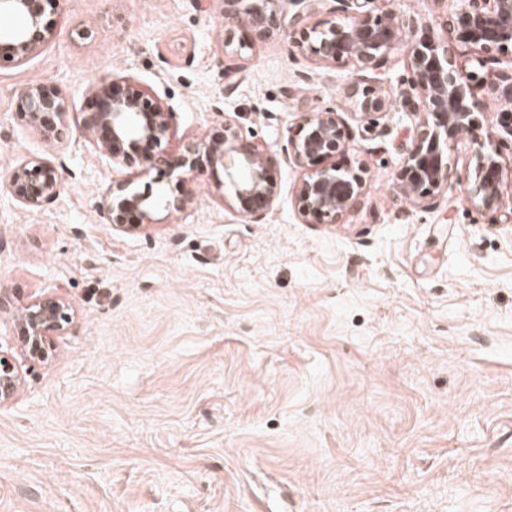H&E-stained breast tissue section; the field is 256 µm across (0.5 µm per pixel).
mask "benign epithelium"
Wrapping results in <instances>:
<instances>
[{"label": "benign epithelium", "instance_id": "1", "mask_svg": "<svg viewBox=\"0 0 512 512\" xmlns=\"http://www.w3.org/2000/svg\"><path fill=\"white\" fill-rule=\"evenodd\" d=\"M323 0H223L227 37L245 30L269 38L288 29V49L323 66L345 62L353 66L349 95L365 120L398 107L419 116L405 159L396 177L394 199L403 206L431 210L443 191L453 187L454 170L448 147L462 137L475 145L473 173L460 185L471 206L512 223V208L503 197V162L485 141L492 132L482 126L476 111L492 101L504 107L498 123L512 135V58L498 55L512 49V0H449L442 32L422 44L413 42L415 20H396L376 14V0H331L337 20L309 22ZM45 0H0V15L18 16L23 24L0 32V63L26 64L48 40L43 23ZM465 46L490 65L482 80L463 72L457 49ZM407 48L408 76L392 93L377 78L402 49ZM129 78L114 74L91 89L98 108L86 114L82 126L100 134L105 161L112 167L134 168L138 175L158 171L189 182L202 175L212 178L223 203L244 220L259 224L272 211L280 187L270 175L274 160L247 141L232 117L204 138L182 144L179 154L164 157L161 146L175 131L168 105L151 89L127 92ZM21 116L44 138L64 143L70 130L66 99L43 84L20 90ZM340 109L325 107L303 118L288 138V159L306 175L294 191V204L306 222L339 224L356 208L366 192L364 166L358 170L336 165L345 150ZM64 184L55 162L35 156L10 171L3 189L19 205L37 210L56 200ZM190 193L155 195L118 181L103 195L99 208L112 230L132 233L157 220L162 211L183 212ZM23 314L19 340L21 354L37 362L48 358L52 340L68 332L74 309L61 294L36 296L18 307ZM21 386L15 358L0 354V405L11 402Z\"/></svg>", "mask_w": 512, "mask_h": 512}]
</instances>
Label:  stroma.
Listing matches in <instances>:
<instances>
[{
  "mask_svg": "<svg viewBox=\"0 0 512 512\" xmlns=\"http://www.w3.org/2000/svg\"><path fill=\"white\" fill-rule=\"evenodd\" d=\"M379 7L416 18L420 38L446 13ZM221 11L47 0L49 40L0 64V180L46 155L65 186L34 212L0 192V354L22 377L0 406V512H512V224L455 189L433 210L400 208L415 116L364 129L350 65L289 53L284 32L234 51ZM112 74L171 106L167 155L233 116L276 158L267 219L244 221L201 177L186 211L113 232L98 204L135 172L79 126ZM31 83L66 96L64 144L19 118ZM302 98L343 109L339 161L366 169L339 224L303 223L292 205L304 171L281 149ZM56 292L77 317L49 360L28 361L11 315Z\"/></svg>",
  "mask_w": 512,
  "mask_h": 512,
  "instance_id": "35a3bbf8",
  "label": "stroma"
}]
</instances>
